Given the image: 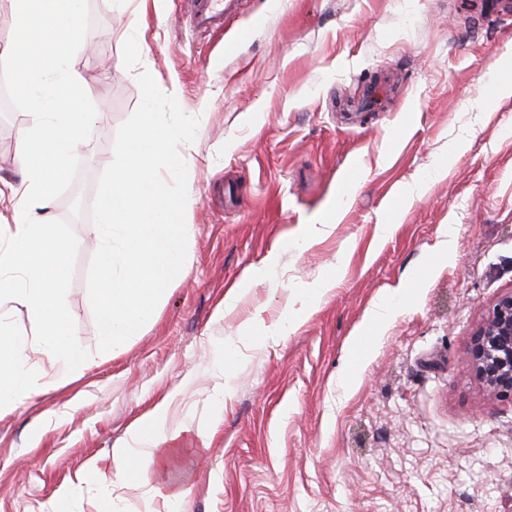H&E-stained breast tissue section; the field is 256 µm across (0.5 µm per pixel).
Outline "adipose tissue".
I'll return each instance as SVG.
<instances>
[{
  "mask_svg": "<svg viewBox=\"0 0 512 512\" xmlns=\"http://www.w3.org/2000/svg\"><path fill=\"white\" fill-rule=\"evenodd\" d=\"M15 3L28 36L8 53L35 83L55 82L57 91L31 97V127L22 142L20 183L0 179V308L21 300L36 320L44 349L64 368L74 370L83 365L84 357L79 345L67 336L65 259L73 241L50 225L51 186L65 174L70 155L97 115L70 111L72 96L86 97L85 81L56 53L54 43L40 36L43 14L49 9L57 35L77 39L80 15L75 0ZM26 348L25 338L0 323V411L12 409L34 387ZM174 440L166 410L156 409L137 420L130 445L113 449L112 461L123 474L180 498L181 490L168 488L163 480L175 454L170 447Z\"/></svg>",
  "mask_w": 512,
  "mask_h": 512,
  "instance_id": "adipose-tissue-1",
  "label": "adipose tissue"
}]
</instances>
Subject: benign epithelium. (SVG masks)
Here are the masks:
<instances>
[{
  "label": "benign epithelium",
  "mask_w": 512,
  "mask_h": 512,
  "mask_svg": "<svg viewBox=\"0 0 512 512\" xmlns=\"http://www.w3.org/2000/svg\"><path fill=\"white\" fill-rule=\"evenodd\" d=\"M466 363L482 387L512 399V289L501 293L471 337Z\"/></svg>",
  "instance_id": "1"
}]
</instances>
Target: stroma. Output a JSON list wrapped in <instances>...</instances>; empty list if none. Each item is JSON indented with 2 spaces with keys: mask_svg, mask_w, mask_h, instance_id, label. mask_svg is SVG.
<instances>
[{
  "mask_svg": "<svg viewBox=\"0 0 512 512\" xmlns=\"http://www.w3.org/2000/svg\"><path fill=\"white\" fill-rule=\"evenodd\" d=\"M82 15L64 53L98 118L53 187L51 222L74 242L68 333L87 365L63 372L38 353L12 302L7 324L45 387L0 415V512H512V400L466 365L512 288V94H488L512 69V0H240L208 35L188 0H83ZM25 35L0 0V75L17 98L0 177L15 183L32 82L4 50ZM144 69L201 118L185 153L191 265L148 328L101 353L85 285L99 234L64 203L90 211ZM272 252L274 270L251 278ZM383 300L394 314L377 326ZM159 407L192 442L170 463L179 501L112 462Z\"/></svg>",
  "mask_w": 512,
  "mask_h": 512,
  "instance_id": "obj_1",
  "label": "stroma"
}]
</instances>
